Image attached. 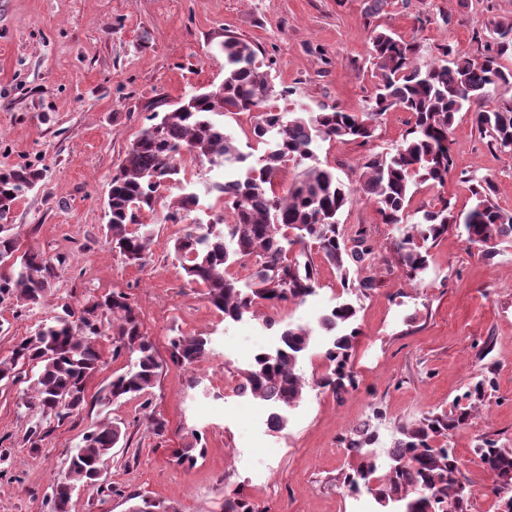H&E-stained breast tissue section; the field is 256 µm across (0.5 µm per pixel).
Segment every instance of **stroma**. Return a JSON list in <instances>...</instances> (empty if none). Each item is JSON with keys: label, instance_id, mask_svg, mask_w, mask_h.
Here are the masks:
<instances>
[{"label": "stroma", "instance_id": "35a3bbf8", "mask_svg": "<svg viewBox=\"0 0 512 512\" xmlns=\"http://www.w3.org/2000/svg\"><path fill=\"white\" fill-rule=\"evenodd\" d=\"M366 7L367 0H0V171L28 164L43 173L0 223L18 234L22 249L63 259L48 302L30 310L12 298L0 302V359L51 322L57 303L80 305L116 289L137 306L163 364L146 397L107 400L112 379L136 357L113 356L110 339H100L101 365L86 382V402L61 420L28 406L33 366L18 367L17 382L0 383V449L7 453L0 512H55L54 480L90 427L110 421L125 426L126 439L113 448L99 483L75 491L68 512H128L134 494L167 512H222L239 488L262 512H377L372 496L357 500L342 490L344 473L357 464L342 437L368 422L391 443L397 425L425 411L467 407L466 392L482 379V404L450 432L448 445L472 491L471 512H497L488 491L493 478L474 450L487 438L512 446V246L486 260L461 231L449 230L429 244V269L417 286L399 267L373 265L378 288L351 297L361 328L351 357L358 386L340 394L315 380L325 371L321 321L348 297L335 270L309 247L316 291L282 309L284 323L311 332L301 363L309 385L286 409L285 428L275 431L268 405L237 385L256 351L278 346V329L250 313L228 322L211 308L174 254L183 224L166 219L184 190L217 180L223 168L198 158L182 163L154 209L142 211L154 237L143 266L129 264L106 234L112 176L151 103L172 105L222 82L218 45L225 35L257 49L277 111L360 112L374 91L372 29L472 51L489 18L512 16V0H391L373 18ZM408 119L388 112L369 145L326 141L318 159L357 185L362 157L395 152ZM450 137L454 166L445 184L418 185L413 207L445 198L456 211L468 210V180L488 177L498 205L512 213V159L491 152L467 114L457 115ZM339 219L346 233L365 229L381 250L404 230L383 223L376 203L361 194ZM193 335L209 338L208 355L191 368L173 365L171 338ZM152 416L165 420L163 435L148 428ZM35 425L36 454L25 442ZM189 446L200 451L196 464L178 465L172 450Z\"/></svg>", "mask_w": 512, "mask_h": 512}]
</instances>
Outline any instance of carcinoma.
<instances>
[{"label":"carcinoma","mask_w":512,"mask_h":512,"mask_svg":"<svg viewBox=\"0 0 512 512\" xmlns=\"http://www.w3.org/2000/svg\"><path fill=\"white\" fill-rule=\"evenodd\" d=\"M475 42L476 50L471 53L450 45L429 50L415 40L375 29L370 38L375 94L367 111L323 107L318 112L304 109L285 116L266 105L271 85L268 73L256 63L254 46L225 37L220 45L224 80L186 97L167 112L152 113L150 124L127 148L107 196L106 228L114 247L130 264H143L152 235L139 231V215L155 207L160 189L180 173L176 159L187 152L217 166L245 162L220 117L247 114L251 137L259 143L270 129H280L277 149L262 155L245 174L206 187L207 193L216 194L231 210V219H220L223 228L194 225L173 244L189 282L206 288L207 302L224 319L237 321L261 308L273 311L314 293L318 269L308 259L288 258L293 245L300 246L301 256L316 246L336 270L344 292L377 288L378 280L365 274L375 254L366 231L359 229L348 237L338 220L356 191L376 202L383 223L405 225L390 252L409 282L422 281L429 265L427 243L447 234L458 216L445 198L432 209H411L412 187L445 182L454 164L449 133L456 115L470 113L473 125L488 137V147L512 155V103H491L499 90L512 88V68L502 65L503 59L512 58V16L490 19L486 34L476 36ZM393 109L409 114L408 128L394 154L371 153L362 159L357 187L344 183L335 169L313 161L321 140L369 143L380 119ZM290 161L301 170L279 193L275 190L278 171ZM42 177L30 165L1 171L0 216ZM469 191L473 206L462 222L466 241L490 260L503 244H512V214L497 204L490 179L473 182ZM199 202L196 192L183 193L171 206L167 220L181 222ZM245 258L255 262L250 283L242 288L230 268ZM7 261L8 271L0 272V297H14L28 309L42 305L62 258L22 252L9 229L0 228V265ZM60 308L53 324L23 338L11 356L0 361V382L14 380L20 363L37 367L33 405L42 416L60 420L83 407L86 380L101 361L95 340L110 330L114 355L125 351L138 355L136 370L112 380V400L139 397L153 388L162 362L124 293L114 291L81 306L64 303ZM102 311L112 314L107 326L99 320ZM357 313V307L345 301L321 322L334 337L323 351L329 372L319 384L336 393L356 384L350 359L361 335ZM309 344L306 329L285 327L275 352L253 355L249 367L241 372L240 388L268 404L289 407L297 403L308 386L300 360ZM208 353L209 340L203 336H179L171 341L170 360L180 367L194 366ZM469 417L466 408L441 409L399 425L383 468L374 450L377 430L367 422L359 425L343 439L346 450L360 463L344 475L342 485L351 491L367 488L379 512H470L471 493L459 481L456 454L448 448V432ZM125 438V430L112 422L99 424L84 435L83 446L70 458L67 476L52 486L56 512H67L77 486L98 481L112 448ZM474 454L495 478L492 492L501 512H512V448L485 439ZM223 510L261 512L241 491L224 498Z\"/></svg>","instance_id":"obj_1"}]
</instances>
